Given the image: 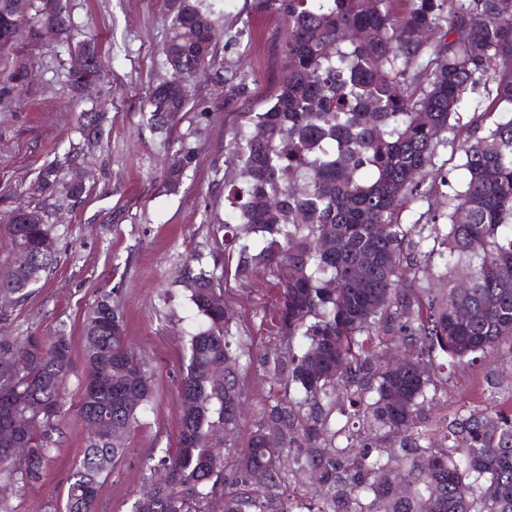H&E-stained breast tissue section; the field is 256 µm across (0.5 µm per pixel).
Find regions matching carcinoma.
Wrapping results in <instances>:
<instances>
[{
    "label": "carcinoma",
    "instance_id": "carcinoma-1",
    "mask_svg": "<svg viewBox=\"0 0 512 512\" xmlns=\"http://www.w3.org/2000/svg\"><path fill=\"white\" fill-rule=\"evenodd\" d=\"M0 0V54L16 61L3 75L0 106L27 82L25 55L12 28L28 13ZM285 18L286 74L264 112H244L231 162L242 185L232 189L245 228L261 237L243 243L238 264L279 275V324L288 337L284 388L299 402L278 401L255 425L235 467L225 448L242 412L243 346L231 330L224 291L213 266L190 259L179 283L203 316L189 336L180 383L175 452L145 464L130 512H274L294 463L316 471L318 512H512V409L461 407L445 420L443 443L418 430L417 413L433 385L432 357L455 367L492 357L512 340V0H265ZM33 31L65 36L74 55L96 56L91 41L72 33L61 0H28ZM176 15L164 48L179 79L206 68L219 17L204 0H174ZM427 30L433 41L417 33ZM80 98L94 68L69 70ZM475 112L461 111L471 94ZM156 129L174 126L187 107L176 91L156 86L148 98ZM86 146L98 141L99 115L82 112ZM463 152L461 189L448 193L438 215L402 220L424 197L427 180L451 186L436 166L439 148ZM193 151L183 147L165 187L179 185ZM78 152L42 165L34 192L62 201L85 193ZM443 228L445 249H427V228ZM13 261L0 269V322L57 262L58 236L40 204L0 220ZM336 243L323 249V241ZM364 264V283H351ZM442 266L443 288L410 296L407 285ZM388 297L385 306L376 301ZM468 312L457 316L458 309ZM382 330L391 346L410 349L404 365L385 364L360 339ZM305 342L294 348L293 341ZM84 367L78 413L88 436L73 465L63 502L45 512H95L101 486L127 454L130 434L154 397V374L125 343L116 289L102 291L85 314ZM73 368L71 337L0 333V485L17 489L44 478L62 433L61 409ZM224 377L217 379L214 372ZM344 393L370 419L368 433L331 424ZM277 437L268 448L265 438ZM30 449L17 464L8 449ZM233 488L224 492L225 487Z\"/></svg>",
    "mask_w": 512,
    "mask_h": 512
}]
</instances>
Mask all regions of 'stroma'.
Returning a JSON list of instances; mask_svg holds the SVG:
<instances>
[{"label":"stroma","instance_id":"obj_1","mask_svg":"<svg viewBox=\"0 0 512 512\" xmlns=\"http://www.w3.org/2000/svg\"><path fill=\"white\" fill-rule=\"evenodd\" d=\"M220 16L210 65L186 83L189 110L170 131L148 124L149 88L171 79L164 47L173 12L169 0H64L73 27L94 38L103 79L72 100L67 73L73 58L64 40H36L23 27L18 48L33 73L23 92L0 112V215L30 199L38 168L79 143L77 115L104 112L101 143L81 159L88 195L49 207L59 236L57 264L17 306L14 329L43 336L58 330L79 339L84 315L100 291L119 288L125 337L154 373L155 397L143 425L128 440L123 463L102 485L96 512H129L144 477V463L175 451L181 413L180 375L188 334L201 316L176 281L192 254L209 253L234 207L227 186L238 178L231 142L241 112L269 108L286 71L284 19L263 0H211ZM195 158L174 190L165 173L182 146ZM224 306L245 343L240 384L246 414L236 434L245 444L265 408L299 391L273 379L288 340L277 329L281 294L276 278L258 266L238 275L237 252L223 254ZM75 368L68 384L63 433L42 483L14 493L17 512H44L65 494L66 475L87 432L77 409L81 399ZM499 389H491L487 376ZM438 385L421 413V426L437 428L454 409L497 399L512 407V346L502 345L492 368L479 365L437 371Z\"/></svg>","mask_w":512,"mask_h":512}]
</instances>
